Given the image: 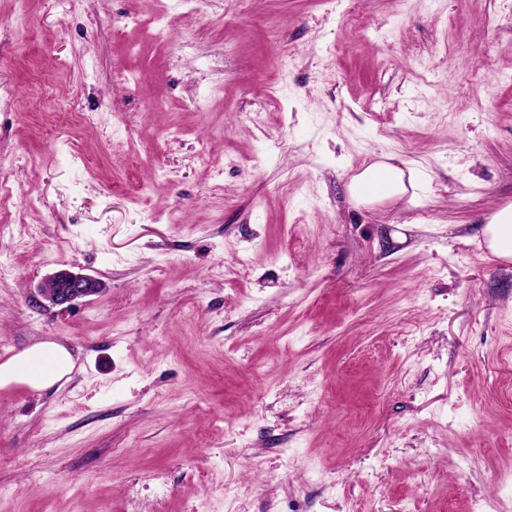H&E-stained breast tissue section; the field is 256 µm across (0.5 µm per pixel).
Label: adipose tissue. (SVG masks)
Returning a JSON list of instances; mask_svg holds the SVG:
<instances>
[{
  "label": "adipose tissue",
  "instance_id": "adipose-tissue-1",
  "mask_svg": "<svg viewBox=\"0 0 512 512\" xmlns=\"http://www.w3.org/2000/svg\"><path fill=\"white\" fill-rule=\"evenodd\" d=\"M424 172L417 162L398 166L379 162L366 167L348 186L352 198L370 200L379 193L398 195L419 188ZM484 243L497 259L512 260V204L492 214L482 229ZM75 360L72 352L56 341H41L0 362V388L20 385L46 391L69 381Z\"/></svg>",
  "mask_w": 512,
  "mask_h": 512
}]
</instances>
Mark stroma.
Here are the masks:
<instances>
[{
	"label": "stroma",
	"mask_w": 512,
	"mask_h": 512,
	"mask_svg": "<svg viewBox=\"0 0 512 512\" xmlns=\"http://www.w3.org/2000/svg\"><path fill=\"white\" fill-rule=\"evenodd\" d=\"M0 176V512H512V0H0ZM405 169L399 165L379 162L366 167L355 176L348 186L352 198L358 201H368L377 193L398 195L407 191L405 174L412 189H419L424 179V172L415 161L402 162ZM489 252L503 262L512 260V204L492 214L482 229ZM100 283L94 276L60 269L38 284V295L42 299L39 303L43 307H68L81 299L100 294L103 289ZM72 352L56 341H41L0 363V388L15 385L46 391L71 380Z\"/></svg>",
	"instance_id": "1"
}]
</instances>
